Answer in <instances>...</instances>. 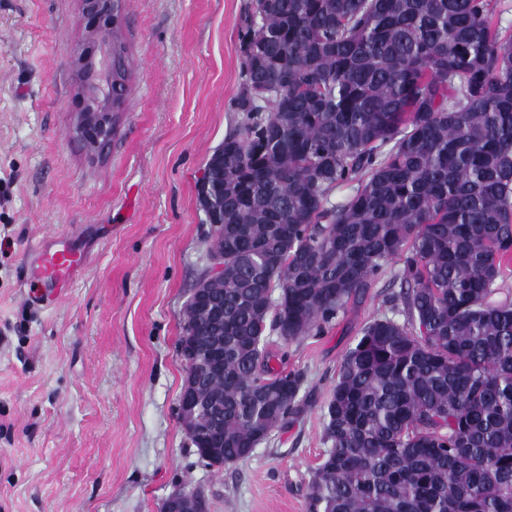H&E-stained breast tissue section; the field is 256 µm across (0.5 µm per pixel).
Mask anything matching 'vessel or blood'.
Listing matches in <instances>:
<instances>
[{
    "label": "vessel or blood",
    "mask_w": 512,
    "mask_h": 512,
    "mask_svg": "<svg viewBox=\"0 0 512 512\" xmlns=\"http://www.w3.org/2000/svg\"><path fill=\"white\" fill-rule=\"evenodd\" d=\"M87 265L84 253L73 250L68 240L50 237L26 255L25 273L32 297L43 305L58 301L82 275Z\"/></svg>",
    "instance_id": "b4317fda"
}]
</instances>
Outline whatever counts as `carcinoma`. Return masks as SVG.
<instances>
[{
  "label": "carcinoma",
  "instance_id": "carcinoma-1",
  "mask_svg": "<svg viewBox=\"0 0 512 512\" xmlns=\"http://www.w3.org/2000/svg\"><path fill=\"white\" fill-rule=\"evenodd\" d=\"M224 137V340L197 396L234 465L290 428L318 336L392 261L404 320L365 324L323 407L308 512H512V36L492 0H255ZM355 185L346 200L330 196ZM278 365H273V362Z\"/></svg>",
  "mask_w": 512,
  "mask_h": 512
}]
</instances>
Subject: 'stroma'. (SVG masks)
<instances>
[{"label":"stroma","mask_w":512,"mask_h":512,"mask_svg":"<svg viewBox=\"0 0 512 512\" xmlns=\"http://www.w3.org/2000/svg\"><path fill=\"white\" fill-rule=\"evenodd\" d=\"M252 0H124L130 71L108 150L71 133L80 0H0V512H160L202 490L210 512H306L322 406L361 328L388 313L397 263L319 336L289 344L300 421L214 469L177 405L186 304L209 264L197 180L239 120V33ZM80 230L89 264L53 306L24 258Z\"/></svg>","instance_id":"35a3bbf8"}]
</instances>
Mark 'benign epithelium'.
Returning <instances> with one entry per match:
<instances>
[{"label":"benign epithelium","instance_id":"1","mask_svg":"<svg viewBox=\"0 0 512 512\" xmlns=\"http://www.w3.org/2000/svg\"><path fill=\"white\" fill-rule=\"evenodd\" d=\"M86 18L82 44L91 49H81L73 61V79L81 108L76 112L75 132L86 148L94 153L104 152L110 145L116 118L122 108L126 89L128 63L126 55L112 44V31L119 24V0H80ZM188 304L196 305L206 314H216L219 308L204 288L192 291ZM182 355H206V370L219 369L222 352L217 345L195 342L180 347ZM195 379L185 383L178 400V412L185 433L198 437L201 430L196 425L200 410L196 395ZM166 512H209L205 496L192 490H180L166 498Z\"/></svg>","mask_w":512,"mask_h":512}]
</instances>
